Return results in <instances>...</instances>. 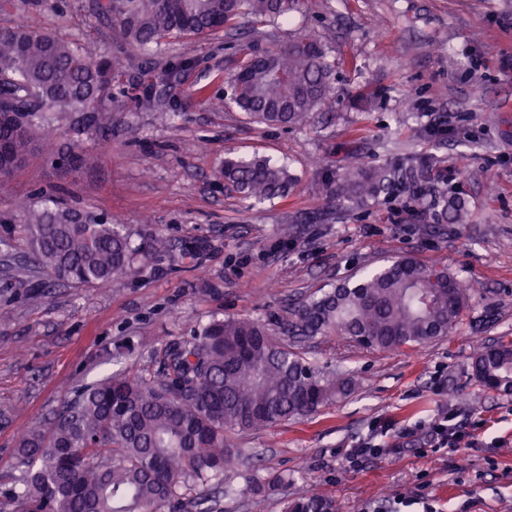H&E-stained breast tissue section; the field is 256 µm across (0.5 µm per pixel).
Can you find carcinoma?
Masks as SVG:
<instances>
[{"label": "carcinoma", "mask_w": 512, "mask_h": 512, "mask_svg": "<svg viewBox=\"0 0 512 512\" xmlns=\"http://www.w3.org/2000/svg\"><path fill=\"white\" fill-rule=\"evenodd\" d=\"M289 0H100L121 40L144 53L173 33L208 35L244 16L271 20ZM333 66L325 44L300 33L288 44L242 58L228 78L230 103L252 121L303 126L328 99ZM112 59L95 56L28 20L0 28V184L26 159L40 129L61 116L112 132ZM58 160L87 166L83 142ZM414 165L345 169L336 194L358 204L393 187L414 188ZM224 182L257 201L285 198L294 177L267 158L226 157ZM465 222L459 203L421 212L420 223ZM21 232L31 258L77 285H112L134 271L139 255L168 251L165 238L141 234L134 246L121 224L62 208L24 211ZM471 294L441 263L399 256L301 303L275 333L248 318H213L189 339L154 352V371L119 372L63 401L52 420L25 430L17 448L11 512H213L228 494L259 495L264 486L233 467L229 438L288 418H305L347 394L349 381L326 379L287 339L343 333L383 350L418 348L448 335ZM472 375L487 389L512 391V340L473 356ZM243 480L240 485L237 480ZM283 512H336L323 493L285 501Z\"/></svg>", "instance_id": "carcinoma-1"}]
</instances>
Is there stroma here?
Instances as JSON below:
<instances>
[{"label":"stroma","instance_id":"1","mask_svg":"<svg viewBox=\"0 0 512 512\" xmlns=\"http://www.w3.org/2000/svg\"><path fill=\"white\" fill-rule=\"evenodd\" d=\"M96 3L0 6V27L28 16L118 64L111 141L81 136L93 164L74 172L38 148L0 187V476L14 471L22 431L75 389L151 366L154 350L212 318L284 321L317 290L411 255L479 283L461 323L414 350L302 340L308 362L353 387L313 416L236 438L238 470L266 488L257 502L221 498L216 512H281L314 489L337 512H512V392L472 375L476 341L512 336V69L501 66L512 59V0H296L274 21L170 35L150 55L124 44ZM301 30L338 67L310 124L268 127L216 106L245 53ZM255 155L296 176L287 199L226 188L225 157ZM414 159L466 223L419 224L430 199L406 189L359 207L334 192L352 163ZM45 204L124 225L135 242L155 232L171 250L115 286L57 280L30 261L19 228L24 208ZM442 410L468 422L447 448L429 437ZM383 423L394 445L408 432L406 447L350 464L348 450ZM280 472L287 484L268 485Z\"/></svg>","mask_w":512,"mask_h":512}]
</instances>
